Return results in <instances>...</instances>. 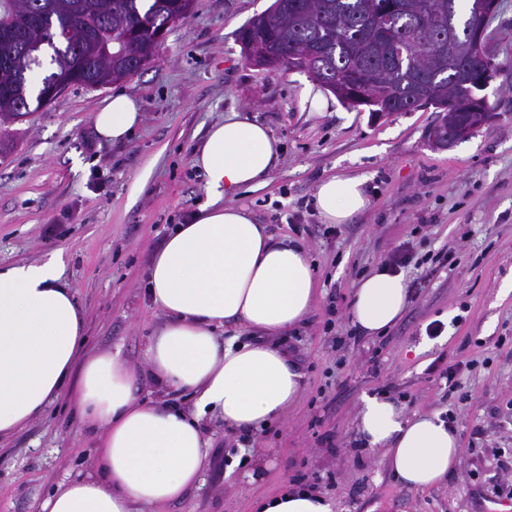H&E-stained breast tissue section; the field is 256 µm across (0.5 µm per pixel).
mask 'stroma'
I'll return each instance as SVG.
<instances>
[{"mask_svg": "<svg viewBox=\"0 0 512 512\" xmlns=\"http://www.w3.org/2000/svg\"><path fill=\"white\" fill-rule=\"evenodd\" d=\"M272 0H194L143 70L97 89L70 88L50 105L0 125V270L60 256L62 281L85 317L84 348L120 352L140 397L156 396L143 347L166 315L147 295L154 253L172 227L207 199L193 152L210 126L238 112L266 125L281 154L260 188L235 205L276 239L304 248L316 292L304 321L274 336L295 346L303 378L294 404L248 439L210 424L199 485L163 507L137 512H253L255 502L318 474L336 512H483L512 449V0L490 22L498 70L485 91L496 116L448 149L427 138L433 108L383 118L338 100L314 111L307 74L259 68L238 32ZM134 97L141 123L121 142L102 140L95 115L117 92ZM362 175L370 205L326 233L314 208L320 182ZM396 247L413 259L412 289L397 323L358 336L351 306L363 276ZM454 251L452 263L429 256ZM347 345L332 352L322 326L328 306ZM441 321V336L426 333ZM455 367L459 388L444 377ZM388 393L406 415L453 420L459 463L436 486L416 489L393 474L384 449L356 432L364 395ZM332 434L336 453L320 438ZM96 438L68 396L0 439V512H40L65 479L99 470ZM263 460L262 476L247 473Z\"/></svg>", "mask_w": 512, "mask_h": 512, "instance_id": "obj_1", "label": "stroma"}]
</instances>
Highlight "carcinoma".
I'll return each mask as SVG.
<instances>
[{"instance_id":"obj_1","label":"carcinoma","mask_w":512,"mask_h":512,"mask_svg":"<svg viewBox=\"0 0 512 512\" xmlns=\"http://www.w3.org/2000/svg\"><path fill=\"white\" fill-rule=\"evenodd\" d=\"M34 13L33 56L0 62V123L51 103L47 85L65 77L89 88L106 62L102 35L125 40L112 62L113 80L141 70L159 47L157 33L189 13L182 0H14ZM274 0L248 24L240 41L274 49L277 66L300 70L330 89L345 106L360 93L371 111L439 112L430 133L446 137L472 128V106L492 110L477 95L469 31L479 0Z\"/></svg>"}]
</instances>
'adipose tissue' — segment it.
<instances>
[{
	"label": "adipose tissue",
	"instance_id": "adipose-tissue-1",
	"mask_svg": "<svg viewBox=\"0 0 512 512\" xmlns=\"http://www.w3.org/2000/svg\"><path fill=\"white\" fill-rule=\"evenodd\" d=\"M141 120L137 101L118 94L97 112L95 128L101 138L121 141ZM278 155L275 138L250 117L234 113L212 125L194 150L209 197L152 260L148 291L167 320L143 357L160 391L193 396L192 414L142 400L118 356L81 357L84 313L61 282L59 259L0 270V438L69 389L99 431L100 475L59 485L41 512H134L141 504L181 499L202 479L205 423L257 431L297 400L302 376L284 352L266 344L233 348L219 335L228 322L286 330L313 302L315 279L304 249L276 240L245 209L223 202L261 186ZM369 203L362 176L329 177L315 194L326 224L348 223ZM407 298L404 274L378 268L355 290L354 322L363 333H383ZM357 432L364 445L385 449L394 475L416 488L442 482L459 461L455 426L436 413L404 415L378 396L363 397ZM257 508L335 512V503L316 490L289 488Z\"/></svg>",
	"mask_w": 512,
	"mask_h": 512
}]
</instances>
